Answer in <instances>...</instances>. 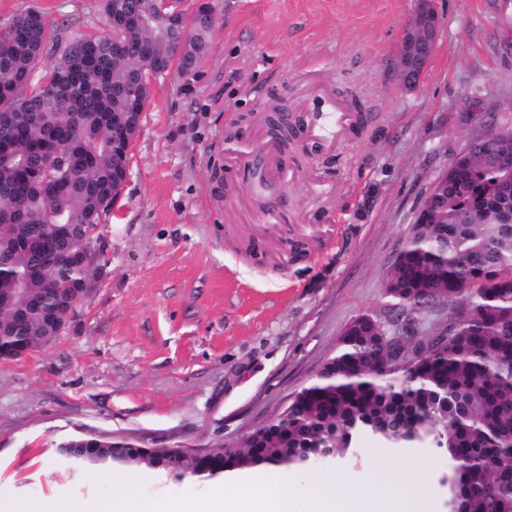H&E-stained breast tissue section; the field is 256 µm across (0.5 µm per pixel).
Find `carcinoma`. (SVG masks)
<instances>
[{"label":"carcinoma","instance_id":"1","mask_svg":"<svg viewBox=\"0 0 512 512\" xmlns=\"http://www.w3.org/2000/svg\"><path fill=\"white\" fill-rule=\"evenodd\" d=\"M101 0L113 34L60 36L43 14L16 15L0 32V289L21 286L0 309V351L46 348L97 278L91 225L106 220L122 148L140 124L147 59L182 66L209 47L214 21L180 25L133 15ZM123 44L112 55V35ZM512 130L480 135L435 179L383 287L397 305L430 299L458 310L454 331L413 347L405 368L383 367L389 340L364 316L336 353L268 424L235 446L198 456L132 448L85 433L57 444L79 466L156 467L178 477H214L224 457L264 449L254 466L302 468L299 453L327 446L343 456L361 431L382 443L421 429L455 461L452 483L467 512H512V472L493 465L512 455Z\"/></svg>","mask_w":512,"mask_h":512}]
</instances>
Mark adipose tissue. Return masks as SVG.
Instances as JSON below:
<instances>
[{"label": "adipose tissue", "instance_id": "adipose-tissue-1", "mask_svg": "<svg viewBox=\"0 0 512 512\" xmlns=\"http://www.w3.org/2000/svg\"><path fill=\"white\" fill-rule=\"evenodd\" d=\"M391 473L387 463L379 464L366 488L331 496L326 487L330 477H318L301 485L289 471L271 467L227 486L215 487L206 503L191 498L140 502L137 486L127 483L112 495L109 504L97 512H296L298 499H306V512H430L429 501L420 489V475L408 480V496H385L381 488Z\"/></svg>", "mask_w": 512, "mask_h": 512}]
</instances>
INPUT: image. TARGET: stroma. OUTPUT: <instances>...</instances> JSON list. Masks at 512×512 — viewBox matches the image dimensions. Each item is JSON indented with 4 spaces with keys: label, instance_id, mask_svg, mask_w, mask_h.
<instances>
[{
    "label": "stroma",
    "instance_id": "stroma-1",
    "mask_svg": "<svg viewBox=\"0 0 512 512\" xmlns=\"http://www.w3.org/2000/svg\"><path fill=\"white\" fill-rule=\"evenodd\" d=\"M211 3L200 66L151 85L99 230L109 264L95 292L54 344L0 361V487L17 499L94 512L134 481L144 500H208L219 478L76 467L56 446L92 432L208 450L268 423L353 319L385 316L383 284L434 178L486 125L512 121V0H433L440 35L413 88L398 53L417 0ZM27 10L68 39L110 32L99 0H0V30ZM273 94L308 134L354 97L372 120L309 157L270 149L260 186L225 133L267 145ZM380 460L396 476L421 469L432 512H448V458L431 443L365 436L298 476L336 475L338 497Z\"/></svg>",
    "mask_w": 512,
    "mask_h": 512
}]
</instances>
